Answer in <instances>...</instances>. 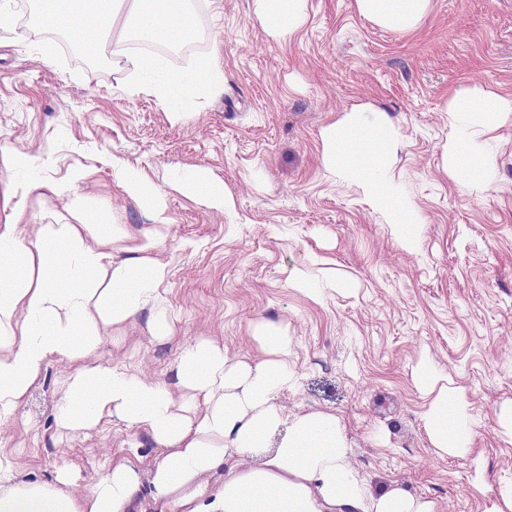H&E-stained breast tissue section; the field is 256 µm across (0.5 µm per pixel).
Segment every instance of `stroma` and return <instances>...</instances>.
I'll return each instance as SVG.
<instances>
[{
    "label": "stroma",
    "mask_w": 512,
    "mask_h": 512,
    "mask_svg": "<svg viewBox=\"0 0 512 512\" xmlns=\"http://www.w3.org/2000/svg\"><path fill=\"white\" fill-rule=\"evenodd\" d=\"M186 7L203 33L162 56L164 68L187 75L208 58L224 86L164 103L125 92L132 52L89 56L38 25L34 0H0V151L42 159L35 172L0 165V192L26 188L28 223L63 224L81 208L133 240L155 226L118 188L114 164L142 170L165 195L156 255L172 335L153 337L143 310L122 346L103 343L101 361L129 360L173 385L183 346L214 337L230 359L251 361L256 324L280 326L296 375L280 405L336 414L347 459L372 488L398 486L441 512H490L512 478V113L481 138L483 190L446 169L443 148L457 129L456 93L512 99V0H432L409 33L366 19L356 0H306V20L285 42L265 33L254 0ZM355 107L383 111L399 137L391 176L394 202L412 218L410 244L356 182L326 167L323 132ZM75 169L87 178L68 183ZM189 169L224 184L233 207L182 194L175 181ZM47 181L67 189L52 193ZM296 270L319 297L292 287ZM422 368L464 396L475 438L460 454L439 455L429 441ZM71 370L45 367L0 423V453L24 482L72 471L69 490L81 496L113 456L130 450L147 467L159 451L121 421L59 442L60 381Z\"/></svg>",
    "instance_id": "stroma-1"
}]
</instances>
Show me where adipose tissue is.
Instances as JSON below:
<instances>
[{"label":"adipose tissue","instance_id":"adipose-tissue-1","mask_svg":"<svg viewBox=\"0 0 512 512\" xmlns=\"http://www.w3.org/2000/svg\"><path fill=\"white\" fill-rule=\"evenodd\" d=\"M43 26L76 36L85 50L97 51L105 23L157 21L159 27L188 35L184 0H38ZM265 32L287 41L304 22L305 0H254ZM358 11L378 26L408 32L428 15L431 0H356ZM140 92L169 97L193 92L197 83L218 86L216 63L198 70L193 81L151 80L157 64L139 59ZM451 112L483 123L512 112V100L474 93L455 98ZM398 139L386 118L369 123L350 118L327 128L325 153L331 170L358 180L373 207L396 231L409 218L393 202L386 169ZM119 188L141 203L154 223H165L160 193L143 173L116 167ZM18 190L0 196L7 215L0 222V421L9 419L44 366L59 359L73 364L62 386L56 423L74 435L102 422L119 420L142 429L160 451L150 471L139 460L112 459L94 487L73 497L68 472L51 483H19L14 462L0 454V512H133L142 480L157 498L167 499L198 476L223 468L222 488L191 512H438L434 500L396 486L372 490L346 461L347 440L335 414L286 413L277 403L290 389V341L281 328L266 325L257 334L264 359L230 362L214 339L182 348L177 366L181 396L162 379L148 380L125 366L100 362L108 333L120 330L144 308L155 312L158 334L167 332V308L159 288L164 262L152 256L156 242L144 235L133 257L116 261L111 244L122 236L97 231L94 216L74 224H43L29 234ZM418 385L432 396L426 430L432 446L453 455L467 446L471 431L466 402L458 389L419 371ZM264 449L261 461L243 468L241 455Z\"/></svg>","mask_w":512,"mask_h":512}]
</instances>
